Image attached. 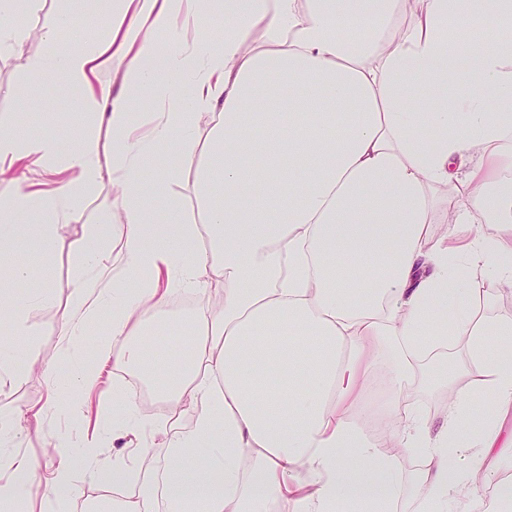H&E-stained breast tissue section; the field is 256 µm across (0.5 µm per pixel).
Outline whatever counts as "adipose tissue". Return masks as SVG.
<instances>
[{
    "mask_svg": "<svg viewBox=\"0 0 512 512\" xmlns=\"http://www.w3.org/2000/svg\"><path fill=\"white\" fill-rule=\"evenodd\" d=\"M102 0L89 23L68 10L41 28L44 50L27 58L28 78L63 81L91 121L69 149L37 130L0 119V240L35 234L51 251L57 228L105 186L117 188L119 260L125 286L106 290L82 255L63 333L102 316L110 332L93 363L48 396L0 412V512H15L34 489L30 458L13 450L19 423L39 428L50 413L80 417L79 394L106 367L154 384L187 427L145 419L130 404L103 405L112 430L83 434L50 483L70 501L80 473L131 481L107 512H397L403 485L387 445L426 461L420 512H443L475 479L498 482L512 433V318L477 317L471 283L494 273L512 291V0ZM479 39L460 36L474 17ZM216 24L204 42L189 39ZM165 33L158 48L155 33ZM66 49H59L60 40ZM114 62V83L97 74ZM157 101L134 116L140 94ZM213 125L198 140L194 116ZM115 143L102 163L100 128ZM207 149L194 161L195 142ZM168 147L195 166L205 219L184 223L170 209L154 225L158 182L146 159ZM38 167L43 188L25 171ZM447 197H440V190ZM453 219L433 239L434 215ZM491 223L493 235L477 231ZM224 285L218 307L198 311L199 338L186 356L145 344L144 329L183 289ZM30 300L0 290V387L38 363L28 340ZM465 337L466 360H439L448 388L441 422L423 419L406 397L424 370L422 353L447 332ZM394 379L384 426L364 436L355 417L382 363ZM485 395L487 409L473 399ZM141 437L135 458L103 465L109 441ZM161 470L135 475L153 437Z\"/></svg>",
    "mask_w": 512,
    "mask_h": 512,
    "instance_id": "adipose-tissue-1",
    "label": "adipose tissue"
}]
</instances>
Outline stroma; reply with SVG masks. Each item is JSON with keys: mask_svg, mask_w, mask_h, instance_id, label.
Here are the masks:
<instances>
[{"mask_svg": "<svg viewBox=\"0 0 512 512\" xmlns=\"http://www.w3.org/2000/svg\"><path fill=\"white\" fill-rule=\"evenodd\" d=\"M69 9L77 22H85L92 6L89 0H33L26 15L18 24L28 30L29 37L12 51L0 55V118L11 121L18 128L29 122H37L40 129L57 136L64 146H71L79 137L81 125L75 101L65 90L62 82H42L23 76V64L30 55L42 52L44 44L40 28L46 15ZM36 103H52L49 116L22 110L14 96L15 90ZM171 170L166 182V200L155 207L157 223H165L168 205L177 206L185 221L201 223L204 217L195 185V170L184 166L180 154L174 150H161L145 165L146 177L159 175L161 170ZM117 216L108 215L100 197L88 198L73 211L54 241L50 255H43L40 247L31 239L19 237L0 248V265L8 264L12 257L27 258L30 272L26 280L12 283L16 297L25 298L36 293L48 295L49 300L35 309L31 316L32 340L41 359L40 366L18 378L11 386L0 390V411L12 412L26 404L45 399L53 381L52 372L46 366L60 353L65 340L60 323L68 319L70 296L74 289L73 269L81 250L93 249V242L84 238V228L100 225L103 235H111ZM82 432L76 420L64 413L47 416L39 431L18 432L13 447L26 453L37 466V483L30 500L19 512H87L98 506L103 498L98 482L81 479L74 498L62 505L55 501L48 486L49 472L60 460L52 442L66 434L79 439Z\"/></svg>", "mask_w": 512, "mask_h": 512, "instance_id": "35a3bbf8", "label": "stroma"}]
</instances>
